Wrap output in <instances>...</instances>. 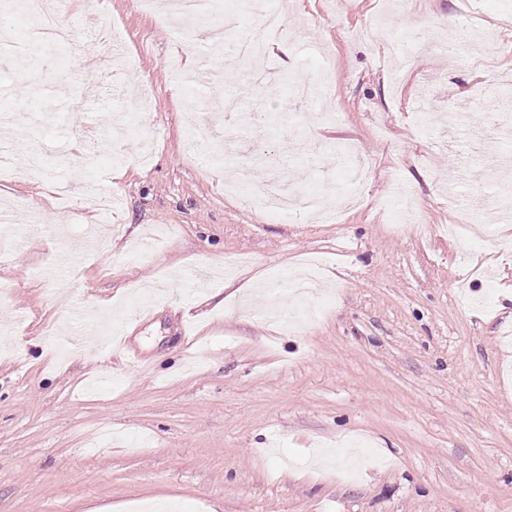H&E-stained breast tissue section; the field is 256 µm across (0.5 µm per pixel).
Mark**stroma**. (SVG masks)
<instances>
[{"label": "stroma", "mask_w": 512, "mask_h": 512, "mask_svg": "<svg viewBox=\"0 0 512 512\" xmlns=\"http://www.w3.org/2000/svg\"><path fill=\"white\" fill-rule=\"evenodd\" d=\"M92 2L66 16L85 49L63 68L81 88L52 74L32 86L24 19L0 37V116L17 119L0 200L31 204L0 217L42 223L0 263V512H512V218L490 216L492 165L512 156L495 79L512 72V0H272L286 31L261 64L198 33L183 65L197 98L166 66L181 43L156 13ZM99 23L119 29L133 71L89 37ZM289 77L330 96L291 99ZM134 94L151 125L113 143L110 113ZM191 110L213 124L206 144ZM278 111L272 131L247 118ZM452 112L469 119L447 126ZM115 151L116 210L55 205L61 178L108 188ZM352 151L372 175L335 223L330 199L267 218L224 191L246 164L297 191L335 186ZM33 152L43 177L25 171ZM407 206L411 234L393 228ZM310 272L322 290L291 331L288 292L225 286Z\"/></svg>", "instance_id": "obj_1"}]
</instances>
